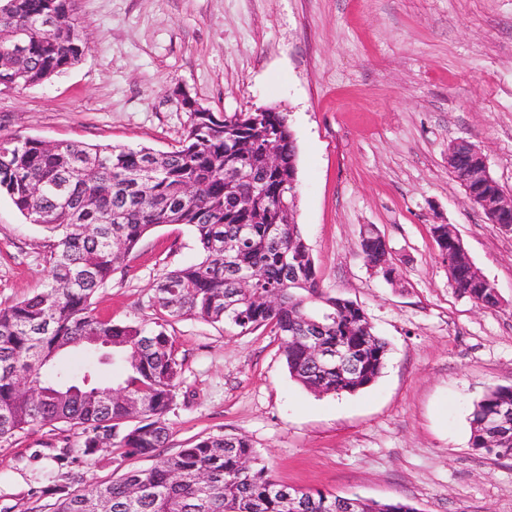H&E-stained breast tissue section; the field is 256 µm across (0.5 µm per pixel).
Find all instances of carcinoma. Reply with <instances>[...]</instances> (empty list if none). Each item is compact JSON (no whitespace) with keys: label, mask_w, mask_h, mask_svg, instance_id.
<instances>
[{"label":"carcinoma","mask_w":512,"mask_h":512,"mask_svg":"<svg viewBox=\"0 0 512 512\" xmlns=\"http://www.w3.org/2000/svg\"><path fill=\"white\" fill-rule=\"evenodd\" d=\"M65 17L44 25L49 14ZM28 33L16 61L0 52V87H27L78 64L89 46L74 0H0V36ZM237 114L193 112L179 147L150 148L46 142L0 135V195L31 224L54 237L48 282L0 308V439L34 427L66 424L81 431V451L113 448L123 458L153 457L169 439L167 416L181 383L182 361L165 322L149 327L93 314V299L139 241L162 224L190 227L198 258L165 273L155 286L160 310L172 318L198 317L243 331L271 327L284 341L291 376L323 394L351 393L371 385L387 359V343L362 307L319 287L299 225L276 224L288 177L296 167L268 170L264 154L277 148L297 156L286 116L262 112L258 124ZM245 164L264 191L241 183L224 194V179ZM439 254L452 252L448 225L435 224ZM364 259L386 257L379 233H361ZM255 274L242 288L237 272ZM490 282L461 287L464 296L493 299ZM323 323L321 346L353 350L358 374L334 362L309 359L307 320ZM512 406V386L488 390L470 416V445L484 452L487 417ZM55 512H347L332 493L279 483L242 435L200 438L147 469L70 488L55 479ZM366 512H418L411 504L372 501Z\"/></svg>","instance_id":"obj_1"}]
</instances>
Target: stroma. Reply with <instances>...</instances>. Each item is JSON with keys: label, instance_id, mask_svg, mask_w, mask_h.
I'll return each instance as SVG.
<instances>
[{"label": "stroma", "instance_id": "stroma-1", "mask_svg": "<svg viewBox=\"0 0 512 512\" xmlns=\"http://www.w3.org/2000/svg\"><path fill=\"white\" fill-rule=\"evenodd\" d=\"M84 59L44 83L0 90V134L167 151L190 96L214 112L275 107L296 140L295 221L321 288L358 302L390 352L354 393L290 377L281 337L168 320L182 361L162 456L243 435L273 477L301 488L404 500L418 512H512V458L470 446L473 405L512 385V233L448 172V146H480L512 193V0H75ZM453 225L500 304L477 307L448 277L430 229ZM376 227L394 278L364 260ZM52 236L0 196V306L45 282ZM197 256L190 229L153 228L94 298L96 315L152 323L154 286ZM69 426L0 440V512H54L37 476L89 484L149 468L86 456Z\"/></svg>", "mask_w": 512, "mask_h": 512}]
</instances>
